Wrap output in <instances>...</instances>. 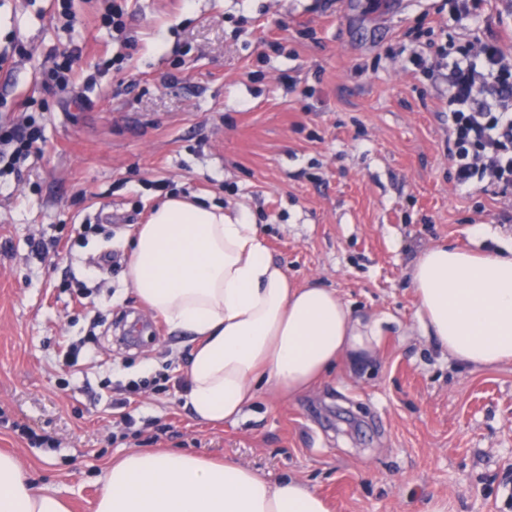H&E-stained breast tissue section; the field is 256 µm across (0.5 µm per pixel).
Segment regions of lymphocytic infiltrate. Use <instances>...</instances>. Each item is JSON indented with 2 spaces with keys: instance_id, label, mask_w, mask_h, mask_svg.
<instances>
[{
  "instance_id": "obj_1",
  "label": "lymphocytic infiltrate",
  "mask_w": 512,
  "mask_h": 512,
  "mask_svg": "<svg viewBox=\"0 0 512 512\" xmlns=\"http://www.w3.org/2000/svg\"><path fill=\"white\" fill-rule=\"evenodd\" d=\"M448 159L459 187L484 185L512 197V55L499 36L475 38L447 64ZM42 128L28 112L0 122V176L39 152Z\"/></svg>"
}]
</instances>
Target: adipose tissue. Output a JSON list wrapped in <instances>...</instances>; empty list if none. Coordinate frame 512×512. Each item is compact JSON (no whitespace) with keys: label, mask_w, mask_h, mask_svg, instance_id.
<instances>
[{"label":"adipose tissue","mask_w":512,"mask_h":512,"mask_svg":"<svg viewBox=\"0 0 512 512\" xmlns=\"http://www.w3.org/2000/svg\"><path fill=\"white\" fill-rule=\"evenodd\" d=\"M129 278L150 312L194 343L186 400L196 420L237 422L260 392L295 397L343 360L371 359L382 319L330 288L292 283L244 213L169 197L135 230ZM424 333L477 367L512 362V255L445 244L412 270ZM0 512H69L0 453ZM95 512H331L312 488L236 460L135 448L113 464Z\"/></svg>","instance_id":"ef3b65f1"}]
</instances>
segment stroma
I'll use <instances>...</instances> for the list:
<instances>
[{"label":"stroma","instance_id":"stroma-1","mask_svg":"<svg viewBox=\"0 0 512 512\" xmlns=\"http://www.w3.org/2000/svg\"><path fill=\"white\" fill-rule=\"evenodd\" d=\"M114 2L121 35L101 22ZM508 8L454 25L450 0H0V118L33 113L45 137L0 179V451L71 512H93L132 448L234 459L334 512H503L512 363L476 369L424 336L411 271L438 243L511 245L512 205L456 187L410 33L506 36ZM68 54L73 90H44ZM170 195L244 212L290 280L382 318L378 357L197 422L189 336L161 319L141 349L117 339L141 307L133 231ZM40 237L59 257L35 256Z\"/></svg>","mask_w":512,"mask_h":512}]
</instances>
